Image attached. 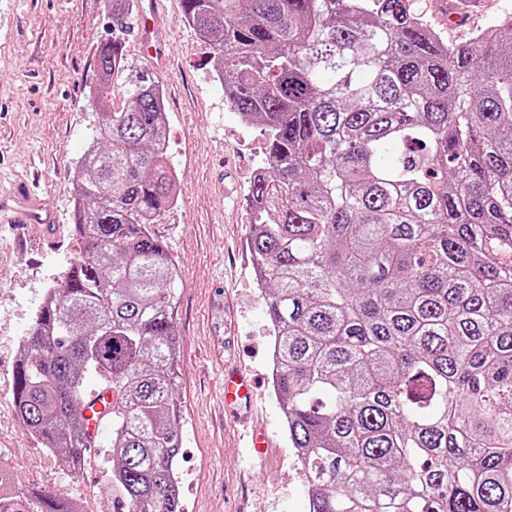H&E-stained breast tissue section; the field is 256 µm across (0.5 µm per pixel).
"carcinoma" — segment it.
Here are the masks:
<instances>
[{
	"label": "carcinoma",
	"instance_id": "carcinoma-1",
	"mask_svg": "<svg viewBox=\"0 0 512 512\" xmlns=\"http://www.w3.org/2000/svg\"><path fill=\"white\" fill-rule=\"evenodd\" d=\"M131 2L106 0L100 117L76 163L82 252L23 338L12 400L78 472L98 377L116 396L115 512H184L181 272L155 231L181 188L159 82L125 74ZM181 9L266 140L248 245L308 512H512V13L450 42L415 0ZM0 512L83 509L0 467Z\"/></svg>",
	"mask_w": 512,
	"mask_h": 512
}]
</instances>
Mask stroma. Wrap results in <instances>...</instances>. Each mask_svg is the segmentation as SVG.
<instances>
[{
    "mask_svg": "<svg viewBox=\"0 0 512 512\" xmlns=\"http://www.w3.org/2000/svg\"><path fill=\"white\" fill-rule=\"evenodd\" d=\"M450 41L512 12V0H417ZM162 59L124 40L126 64L160 82L168 155L181 184L177 204L156 230L179 263L175 332L183 406L181 497L185 512H308L269 371L272 338L248 248L249 184L265 159L260 129L242 124L224 98L211 57L185 20L179 0H162ZM104 0H0V186L37 174L41 204L56 217L40 225L0 226V461L20 487L63 492L88 512H112L110 444L70 473L16 416L12 374L19 341L47 288L78 257L73 231L74 164L96 115L88 99L99 79L97 51L111 37ZM257 378L249 415L272 439L252 462L243 428L224 413L223 364Z\"/></svg>",
    "mask_w": 512,
    "mask_h": 512,
    "instance_id": "1",
    "label": "stroma"
}]
</instances>
